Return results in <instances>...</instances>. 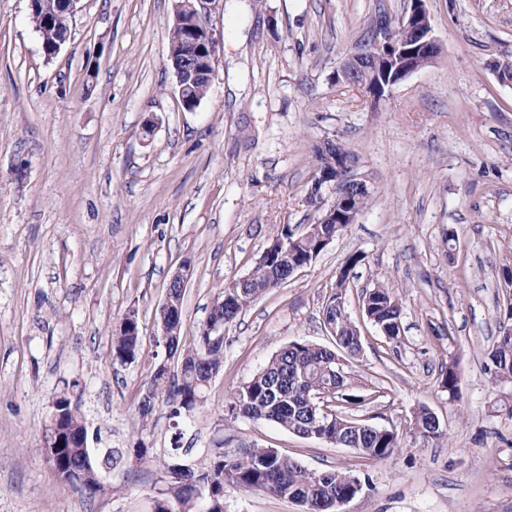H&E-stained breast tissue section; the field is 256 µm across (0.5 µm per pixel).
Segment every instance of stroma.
Instances as JSON below:
<instances>
[{
    "label": "stroma",
    "instance_id": "35a3bbf8",
    "mask_svg": "<svg viewBox=\"0 0 512 512\" xmlns=\"http://www.w3.org/2000/svg\"><path fill=\"white\" fill-rule=\"evenodd\" d=\"M410 0H222L212 85L193 110L168 58L173 0H78L70 36L46 58L29 0H0V512H154L161 470L128 456L139 439L170 446L165 413L142 434L148 362L164 354L158 310L188 269L185 335L225 284L246 275L283 225L315 223L306 201L312 148L342 143L371 197L354 224L288 283L224 331V366L190 418L192 460L210 448H274L363 484L339 512H512V383L485 366L512 286V0H425L441 52L380 108L338 82L378 18ZM153 133H146V125ZM344 292L362 349L346 359L366 393L365 423L394 430L377 460L294 435L270 421L225 418V403L280 348H334L322 311L347 258ZM385 280L401 301L400 343L364 316ZM139 361L112 359L129 311ZM455 364L460 395L439 384ZM76 384L100 447L123 456L103 491L58 480L41 449L52 402ZM440 421L428 438L420 408ZM224 512H301L229 486Z\"/></svg>",
    "mask_w": 512,
    "mask_h": 512
}]
</instances>
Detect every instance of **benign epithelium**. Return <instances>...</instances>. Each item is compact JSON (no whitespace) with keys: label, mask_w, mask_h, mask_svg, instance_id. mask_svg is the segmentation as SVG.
Returning <instances> with one entry per match:
<instances>
[{"label":"benign epithelium","mask_w":512,"mask_h":512,"mask_svg":"<svg viewBox=\"0 0 512 512\" xmlns=\"http://www.w3.org/2000/svg\"><path fill=\"white\" fill-rule=\"evenodd\" d=\"M219 4L220 0H174L173 20L186 25L188 32L181 49L186 67L175 71L179 99L184 106L189 101L192 84L202 81L211 85L218 45L211 14ZM397 26L405 34L402 42L392 44L384 36L376 39L370 49L350 56V66L342 70L341 77L357 82V87L366 90V74H386L392 67L394 71L385 87L388 96L401 80L432 64L440 53V44L424 0H412L410 11L398 20ZM348 163L349 160L338 157L335 168L320 170L313 178L308 200L314 207L323 209L318 219L320 224H353L361 212L359 200L368 192V187L350 174ZM344 287L346 282L337 279L336 313L326 320V328L333 336L339 335L337 322L346 318L342 297Z\"/></svg>","instance_id":"obj_1"}]
</instances>
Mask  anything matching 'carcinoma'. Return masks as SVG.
<instances>
[{
    "instance_id": "carcinoma-1",
    "label": "carcinoma",
    "mask_w": 512,
    "mask_h": 512,
    "mask_svg": "<svg viewBox=\"0 0 512 512\" xmlns=\"http://www.w3.org/2000/svg\"><path fill=\"white\" fill-rule=\"evenodd\" d=\"M41 42L50 47L51 31L69 30V15H45L30 12ZM343 227L337 224H310L300 233L285 224L267 247L263 263L254 266L252 279L238 296L223 297L224 306L215 316L197 328L191 336L178 332L168 346L164 362L150 365V377L138 400L141 431H149L158 411L166 412L173 429L172 454L158 460L153 449L139 441L132 455L141 463L160 461L163 489L156 500L155 512H224V488L234 486L244 491H258L288 499L303 507V512H337L338 500L351 489L353 475L338 470L313 471L274 448H247L229 453L216 448L202 463L178 455L184 436L181 422L201 402L205 391L224 365V340L207 333L209 321L220 317L232 324L245 307L272 288L283 285L288 269L322 252V239L337 236ZM362 309L371 323L387 333V340L399 339L401 303L392 288L379 280L366 291ZM338 350L319 347L306 341H293L278 350L267 364L230 396V417L272 421L287 431L306 437L311 431L327 436L331 443H348L358 453L373 459H385L399 447L398 434L374 428L358 427L359 420L348 411L361 407L365 395L351 388L338 353L358 354L361 340L351 319L342 320ZM140 355V325L125 320L112 334V358L132 364ZM488 372L494 383L512 380V345L506 343L490 353ZM441 386L454 397L459 392L455 366L442 371ZM321 401L332 414L323 417L311 405ZM61 411L56 431L46 429L44 442L56 433L63 447L54 451L53 466L58 479L81 491L94 494L101 490L99 477L118 462L110 448L89 447V430L81 410V396L69 391L58 394ZM426 408L415 418V425L428 437L442 435L440 427L430 423Z\"/></svg>"
}]
</instances>
